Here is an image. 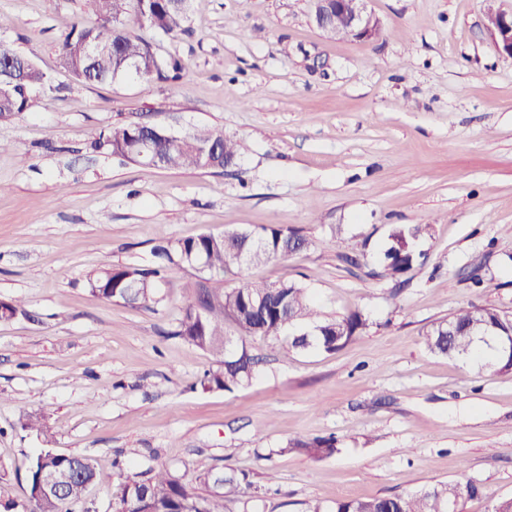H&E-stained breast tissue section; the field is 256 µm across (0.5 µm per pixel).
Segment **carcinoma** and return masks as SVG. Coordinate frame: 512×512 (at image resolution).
<instances>
[{
	"mask_svg": "<svg viewBox=\"0 0 512 512\" xmlns=\"http://www.w3.org/2000/svg\"><path fill=\"white\" fill-rule=\"evenodd\" d=\"M186 7L174 0H83V16L77 18L59 40L58 59L62 69L84 82L108 83L121 76L176 80L183 70L175 56L162 57L154 44L133 37L132 23L148 26L159 36L175 39L184 31ZM49 76L30 64L23 84L0 95V118L9 119L28 111L37 94L49 85ZM217 149L214 163L199 157V147ZM95 151L120 156L144 165L179 170H212L236 165L237 142L224 130L196 128L182 139L156 137L135 123L116 124L101 131L92 142ZM430 225L395 226L384 251V270L400 278L412 266L416 255L412 241L429 232ZM306 238L293 228L265 225L253 229L228 230L222 234L202 233L186 239H161L154 248V266L143 270L130 266L110 267L92 283V291L108 301L146 307L155 302L156 282L174 266H198L206 277L196 283L177 321L173 335L185 343L216 357L217 367L205 371L198 384L204 391L233 389L249 383L260 358L246 343L234 355L227 354L233 340L224 332L230 322L242 340L264 336L273 340L283 354L310 348L334 352L367 328L359 312L344 317L323 318L313 305L307 289L288 281L276 284L247 283L224 287V274L245 263H265L284 259L304 249ZM249 254V261L243 256ZM512 334V314L491 307L462 308L427 331L428 349L439 355L468 360L481 343L493 344L487 364L500 371H512V355L504 342ZM338 451L336 438L295 439L281 449L311 458H328ZM48 470H76L61 495L42 488V475ZM29 486L28 512H70V505L84 499L88 488L103 486L115 503V512H229L227 503L239 492L240 478L233 472L208 469L196 473L193 482L208 489L201 496L190 483L164 467L150 468L139 479L117 485L112 475L101 471L94 461L78 454L47 450L26 466ZM483 495L482 487L471 481L437 483L414 495H393L368 500H338L331 505L315 503L309 512H461L466 499Z\"/></svg>",
	"mask_w": 512,
	"mask_h": 512,
	"instance_id": "1",
	"label": "carcinoma"
}]
</instances>
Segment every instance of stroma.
Returning a JSON list of instances; mask_svg holds the SVG:
<instances>
[{"label":"stroma","mask_w":512,"mask_h":512,"mask_svg":"<svg viewBox=\"0 0 512 512\" xmlns=\"http://www.w3.org/2000/svg\"><path fill=\"white\" fill-rule=\"evenodd\" d=\"M379 37L333 39L309 0H189L186 31L156 42L176 82L85 83L59 66L81 0H0V34L51 76L28 112L0 121V498L26 512L28 461L93 459L113 482L165 467L251 484L232 512L407 495L436 482L483 488L463 512L512 498V371L431 353L425 334L463 307L512 313V57L485 0H371ZM216 127L237 167L163 170L93 152L103 128ZM429 225L405 284L380 256L396 225ZM280 225L303 251L225 275L228 288L291 281L322 315L361 312L362 336L328 353L261 357L249 385L194 386L212 355L173 330L200 270L175 269L159 301H108V266L150 267L158 238ZM483 279L476 287L475 279ZM42 417L49 433L24 429ZM335 436L324 459L288 441Z\"/></svg>","instance_id":"stroma-1"}]
</instances>
